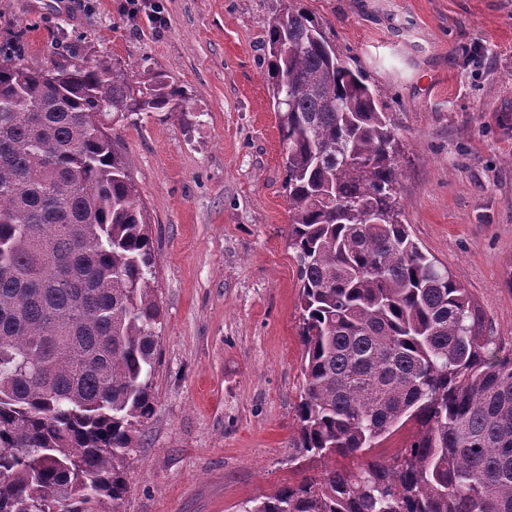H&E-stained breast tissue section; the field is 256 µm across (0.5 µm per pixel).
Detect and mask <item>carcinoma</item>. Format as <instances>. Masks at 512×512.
I'll return each instance as SVG.
<instances>
[{
  "label": "carcinoma",
  "instance_id": "cac0c4a2",
  "mask_svg": "<svg viewBox=\"0 0 512 512\" xmlns=\"http://www.w3.org/2000/svg\"><path fill=\"white\" fill-rule=\"evenodd\" d=\"M300 280L306 461L324 467L248 512H512V353L467 290L412 239L398 141L319 22H269ZM144 69L0 60V512H120L124 460L154 405L163 313L149 226L110 113L177 112ZM415 432L416 426L409 423L384 440L380 448H375L366 454H359L351 458L336 457V467L343 466L355 469L375 459H389L400 448L409 443Z\"/></svg>",
  "mask_w": 512,
  "mask_h": 512
}]
</instances>
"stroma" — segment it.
Masks as SVG:
<instances>
[{"instance_id": "35a3bbf8", "label": "stroma", "mask_w": 512, "mask_h": 512, "mask_svg": "<svg viewBox=\"0 0 512 512\" xmlns=\"http://www.w3.org/2000/svg\"><path fill=\"white\" fill-rule=\"evenodd\" d=\"M0 0V45L48 69L141 64L179 112L117 115L163 309L154 413L121 512H242L298 483L297 264L272 107L270 19L317 20L385 107L421 249L512 350V0Z\"/></svg>"}]
</instances>
